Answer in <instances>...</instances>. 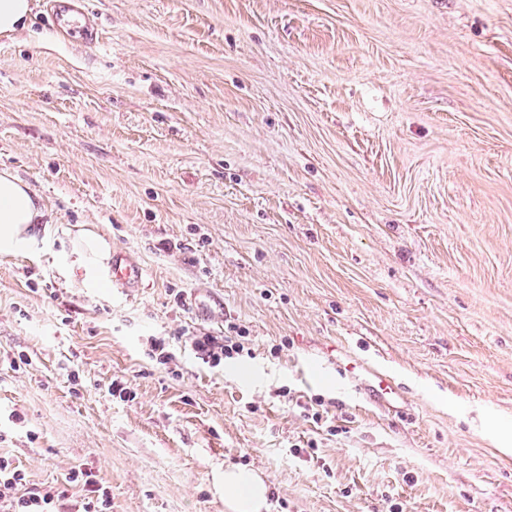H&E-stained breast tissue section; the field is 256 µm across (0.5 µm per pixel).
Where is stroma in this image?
Returning <instances> with one entry per match:
<instances>
[{"label": "stroma", "instance_id": "stroma-1", "mask_svg": "<svg viewBox=\"0 0 512 512\" xmlns=\"http://www.w3.org/2000/svg\"><path fill=\"white\" fill-rule=\"evenodd\" d=\"M84 2L98 44L48 0L0 38V170L58 227L0 257V457L65 512L78 468L224 512L228 464L269 512H512V0ZM80 224L140 288L69 275ZM53 25L66 33H78L88 44H97L100 28L95 17L88 12L83 0H51ZM199 290V288H196L193 291L190 303L204 315L213 319L224 320V298L214 293L200 295ZM231 336H190L192 348L198 358L213 366L219 365L224 358H232L244 351L242 343L233 342Z\"/></svg>", "mask_w": 512, "mask_h": 512}]
</instances>
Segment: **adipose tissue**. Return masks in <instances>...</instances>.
<instances>
[{
    "label": "adipose tissue",
    "instance_id": "ef3b65f1",
    "mask_svg": "<svg viewBox=\"0 0 512 512\" xmlns=\"http://www.w3.org/2000/svg\"><path fill=\"white\" fill-rule=\"evenodd\" d=\"M44 207L31 187L10 171L0 172V256L33 251L51 232L44 225ZM112 243L96 226L83 225L75 233L66 266L87 288L108 281ZM269 487L255 470L228 466L224 469L225 512H268Z\"/></svg>",
    "mask_w": 512,
    "mask_h": 512
}]
</instances>
